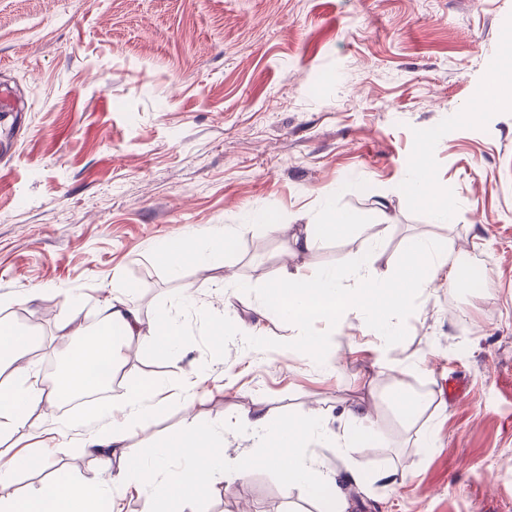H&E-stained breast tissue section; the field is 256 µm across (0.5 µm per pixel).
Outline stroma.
I'll list each match as a JSON object with an SVG mask.
<instances>
[{"mask_svg": "<svg viewBox=\"0 0 512 512\" xmlns=\"http://www.w3.org/2000/svg\"><path fill=\"white\" fill-rule=\"evenodd\" d=\"M507 42L512 0H0V85L25 105L0 150V298L35 338L30 362L59 364L61 318L95 324L116 289L144 326L164 318L179 333L166 357L133 341L106 398L31 417L65 444L55 465L101 481L79 443L130 383L159 378L165 407L129 439L152 457L183 425L194 375L196 417L227 463L251 466L230 487L214 478L184 512H319L305 489L284 491L242 418L316 410L341 436L365 401L378 446L349 451V512H512V90L484 98ZM418 163L452 222L409 190ZM333 209L352 227L296 266L336 270L354 289L356 253L373 249L387 276L410 240L436 239L460 277L461 257L479 262L492 293L436 279L389 349L352 315L314 325L338 367L301 358L300 327L256 308L289 225ZM227 234L229 253L215 246ZM190 236L205 263L174 274L154 261ZM228 272L247 289L225 288ZM187 288L194 304L179 301ZM451 379L464 386L454 399ZM398 388L429 396L416 420L401 419Z\"/></svg>", "mask_w": 512, "mask_h": 512, "instance_id": "35a3bbf8", "label": "stroma"}]
</instances>
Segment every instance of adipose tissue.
<instances>
[{
  "instance_id": "adipose-tissue-1",
  "label": "adipose tissue",
  "mask_w": 512,
  "mask_h": 512,
  "mask_svg": "<svg viewBox=\"0 0 512 512\" xmlns=\"http://www.w3.org/2000/svg\"><path fill=\"white\" fill-rule=\"evenodd\" d=\"M349 226L348 215L336 211L325 223L297 225L288 240L287 252L292 256L309 252ZM447 264L446 247L428 240L411 242L404 262L389 277L377 275L370 254L356 255L352 265L360 285L355 289L342 287L332 270L311 274L297 266L287 267L266 288L257 314L263 319L281 318L306 329L307 324L318 321L338 325L354 313L386 344L397 334L395 315L416 289L437 279ZM9 307V302L0 300V372L10 376L9 383L0 386V439L24 427L38 410L63 405L81 390L111 386L112 371L134 339L147 337L161 356L178 343V333L169 322L159 321L150 331H143L137 308L124 295L112 296L98 307L99 328L61 320L63 344L59 354L66 366L52 388L46 390L37 370L25 359L29 336L4 317ZM324 350L323 336L306 329L303 356L316 359L323 356ZM162 389V381L156 379L130 384L118 406L120 419L109 420L85 436L82 447L97 456L106 476L105 485L78 482L54 468L49 459H38L29 452H0V485L12 482L19 470L37 462L46 472L41 486L29 493L0 497V512H122L116 492L124 487L143 492L147 512H170L173 505L194 497L214 474H222L228 485L242 479L248 471L247 464L229 467L223 454L213 449L211 427L194 422L165 440L166 447L178 449L190 458L191 466L168 472L161 483L153 482L127 440L131 432L145 428L149 415L162 409ZM245 424L260 438L275 440L277 449L267 463L277 471L284 489L305 488L321 503L322 512H345L347 503L335 479L319 470L307 454L310 441L329 435L320 414L304 412L286 420L271 418L257 409L246 417Z\"/></svg>"
}]
</instances>
